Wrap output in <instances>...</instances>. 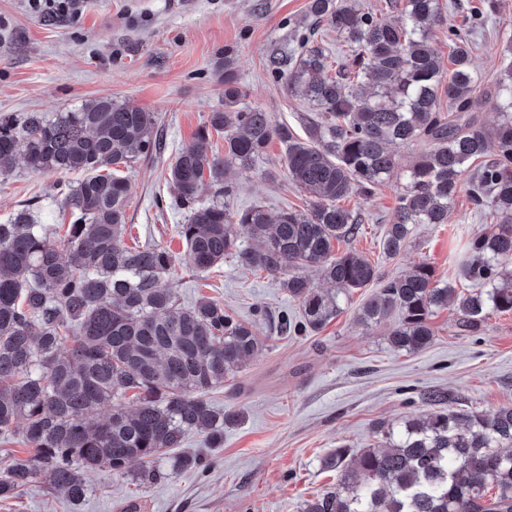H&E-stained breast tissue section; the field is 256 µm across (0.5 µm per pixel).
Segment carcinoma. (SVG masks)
<instances>
[{
	"mask_svg": "<svg viewBox=\"0 0 512 512\" xmlns=\"http://www.w3.org/2000/svg\"><path fill=\"white\" fill-rule=\"evenodd\" d=\"M394 9L396 18H377L356 0H309L312 28L273 61L288 95L317 112L304 138L268 112L238 107L242 93L232 63L224 62V111L211 118L224 130V154L209 151L204 130L168 174L190 209L179 235L195 272L228 256L266 272L300 306L299 316L279 323L291 335L322 329L351 293L375 283L359 322L396 318L389 346L415 354L432 343L431 320L450 302L458 303L460 330L473 335L490 315L512 312V62L497 82L502 121L489 130L476 117L470 38L449 32V70L434 45L440 0H395ZM322 24L347 44V55L334 59L315 43ZM275 138L286 146L288 180L309 194V208L274 218L261 206L230 208V169L251 168ZM395 145L421 152L387 225L384 253L399 254L412 224L448 223L464 189L474 213L497 219L471 240L472 258L458 267L471 293L456 294L425 265L384 275L359 252H334L359 230L358 217L337 202L373 196L395 169ZM156 147L153 113L107 97L53 119L0 117V176L20 152L33 173L86 174L64 199L72 223L49 229L22 209L0 224V438L22 419L34 449L0 469V501L41 481L76 506L94 470L152 483L164 477L155 461L186 436L200 434L216 448L234 419L208 393L264 340L209 299L183 306L164 283L175 268L167 248L123 241L130 184L118 168ZM206 179L217 198L199 204ZM308 269L333 288H314ZM422 400L439 406L456 397L428 391ZM103 406L110 413L97 421ZM385 439L381 448L329 451L322 466L336 471L337 483L305 501L303 512H512V406L430 411L389 429Z\"/></svg>",
	"mask_w": 512,
	"mask_h": 512,
	"instance_id": "cac0c4a2",
	"label": "carcinoma"
}]
</instances>
